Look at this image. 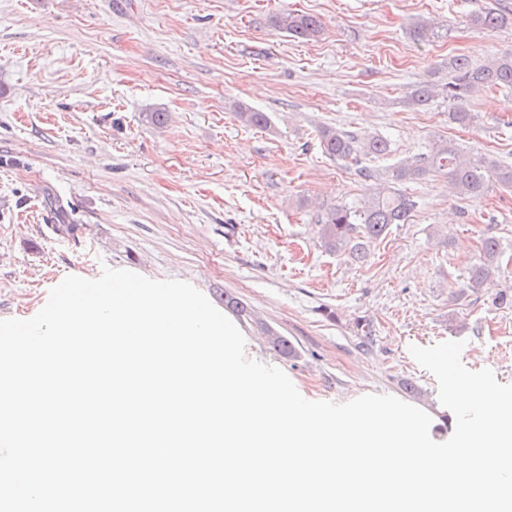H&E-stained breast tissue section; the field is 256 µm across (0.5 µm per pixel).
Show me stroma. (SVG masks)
<instances>
[{
  "instance_id": "1",
  "label": "stroma",
  "mask_w": 512,
  "mask_h": 512,
  "mask_svg": "<svg viewBox=\"0 0 512 512\" xmlns=\"http://www.w3.org/2000/svg\"><path fill=\"white\" fill-rule=\"evenodd\" d=\"M491 5L512 13V0H0V314L33 317L56 279L107 266L188 282L215 305L229 292L253 310L239 325L246 356L304 398H404L448 440L455 416L409 348L462 341L467 368L512 384V304L498 301L512 295V188L472 201L442 176L408 184L409 223L366 261L331 254L319 218L368 184L323 152L318 130L386 137L390 154L368 162L381 173L439 140L512 164V90L471 98L466 128L448 100L408 102L451 57L512 51V24L467 22ZM286 10L319 18L323 36L280 32ZM422 21L438 38H410ZM238 103L269 113L270 128L239 123ZM153 112L167 113L164 127ZM54 200L77 237L44 224ZM487 235L501 267L465 288ZM267 326L295 359L269 349Z\"/></svg>"
}]
</instances>
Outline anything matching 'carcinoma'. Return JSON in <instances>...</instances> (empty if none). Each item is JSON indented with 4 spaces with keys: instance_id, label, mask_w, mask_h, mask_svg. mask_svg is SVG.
I'll return each instance as SVG.
<instances>
[{
    "instance_id": "obj_1",
    "label": "carcinoma",
    "mask_w": 512,
    "mask_h": 512,
    "mask_svg": "<svg viewBox=\"0 0 512 512\" xmlns=\"http://www.w3.org/2000/svg\"><path fill=\"white\" fill-rule=\"evenodd\" d=\"M509 22L505 13L490 9L474 14L470 23L481 29L502 27ZM275 26L288 36L304 41L320 38L324 31L321 20L315 16L284 12L275 19ZM416 42H429L438 37V31L429 22H420L410 31ZM512 89V52L494 55L482 64H473L464 57L448 60V80H427L414 85L408 101L426 106L442 96L457 105L451 119L460 126L473 122L474 114L465 108L470 98L484 88ZM236 117L244 125L266 129L270 117L265 112L238 104ZM323 151L331 158L355 168L356 174L370 182L369 195L356 205H336L319 219L318 238L329 252L349 249L354 257L368 256L373 242L384 236L391 225L405 224L418 206L403 186L417 183L430 176H446L451 189L460 197L481 198L491 180L512 187V165L484 155L466 154L452 142H436L412 160L399 163L380 174L363 164L369 158L387 155L390 145L381 136L360 137L340 128L323 126L319 129ZM482 262L470 268L468 287L473 288L499 270L501 251L498 241L487 236L481 239ZM224 308L242 320L252 318L251 309L231 294L221 297ZM268 346L283 358L296 356L293 342L276 330L264 328Z\"/></svg>"
}]
</instances>
